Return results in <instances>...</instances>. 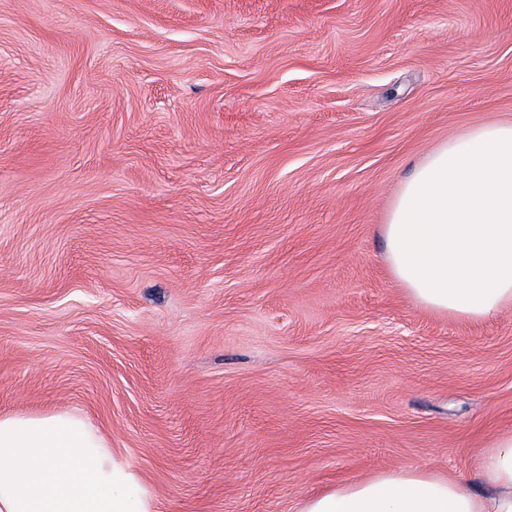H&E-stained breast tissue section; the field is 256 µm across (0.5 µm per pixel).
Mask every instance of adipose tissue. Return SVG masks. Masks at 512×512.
Here are the masks:
<instances>
[{
  "instance_id": "1",
  "label": "adipose tissue",
  "mask_w": 512,
  "mask_h": 512,
  "mask_svg": "<svg viewBox=\"0 0 512 512\" xmlns=\"http://www.w3.org/2000/svg\"><path fill=\"white\" fill-rule=\"evenodd\" d=\"M383 232L390 273L420 306L478 320L512 305V123L474 127L417 163ZM475 467V489L399 468L305 498L298 512H512V432L495 436ZM0 512H157V504L85 419L0 414Z\"/></svg>"
}]
</instances>
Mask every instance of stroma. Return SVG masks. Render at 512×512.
<instances>
[{
	"instance_id": "1",
	"label": "stroma",
	"mask_w": 512,
	"mask_h": 512,
	"mask_svg": "<svg viewBox=\"0 0 512 512\" xmlns=\"http://www.w3.org/2000/svg\"><path fill=\"white\" fill-rule=\"evenodd\" d=\"M493 122L512 0H0V413L88 420L159 512L477 485L512 307H419L383 226Z\"/></svg>"
}]
</instances>
